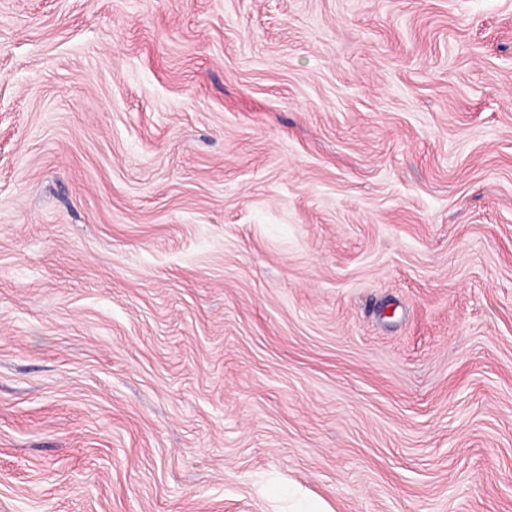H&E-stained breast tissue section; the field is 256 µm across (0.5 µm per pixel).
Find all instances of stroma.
<instances>
[{
	"mask_svg": "<svg viewBox=\"0 0 512 512\" xmlns=\"http://www.w3.org/2000/svg\"><path fill=\"white\" fill-rule=\"evenodd\" d=\"M0 512H512V0H0Z\"/></svg>",
	"mask_w": 512,
	"mask_h": 512,
	"instance_id": "1",
	"label": "stroma"
}]
</instances>
